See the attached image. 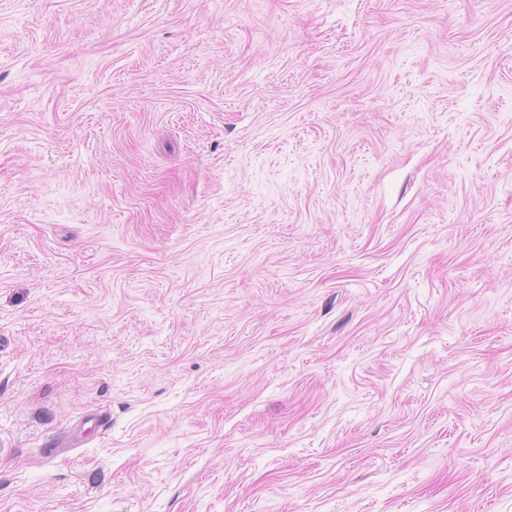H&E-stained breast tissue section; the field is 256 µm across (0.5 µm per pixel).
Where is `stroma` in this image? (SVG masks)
I'll list each match as a JSON object with an SVG mask.
<instances>
[{"label": "stroma", "mask_w": 512, "mask_h": 512, "mask_svg": "<svg viewBox=\"0 0 512 512\" xmlns=\"http://www.w3.org/2000/svg\"><path fill=\"white\" fill-rule=\"evenodd\" d=\"M0 512H512V0H0Z\"/></svg>", "instance_id": "stroma-1"}]
</instances>
